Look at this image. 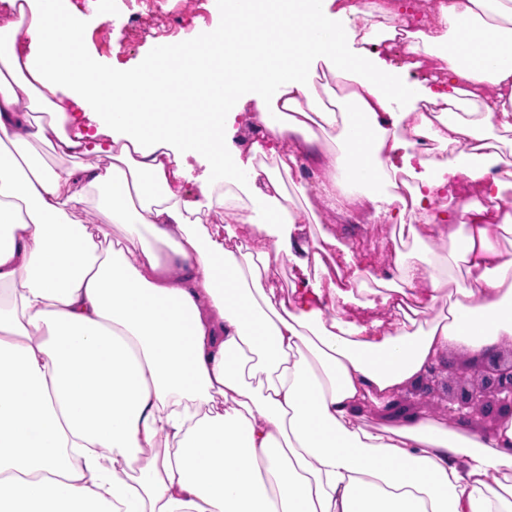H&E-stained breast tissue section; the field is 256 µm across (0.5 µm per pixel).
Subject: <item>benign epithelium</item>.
Returning <instances> with one entry per match:
<instances>
[{"instance_id": "obj_1", "label": "benign epithelium", "mask_w": 512, "mask_h": 512, "mask_svg": "<svg viewBox=\"0 0 512 512\" xmlns=\"http://www.w3.org/2000/svg\"><path fill=\"white\" fill-rule=\"evenodd\" d=\"M449 370V361L441 354L436 356L416 383L386 405L384 413L393 418L404 401L423 397L456 424L479 416L496 422L512 417V348H486L477 360H466L453 379L447 376Z\"/></svg>"}]
</instances>
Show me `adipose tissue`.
Returning <instances> with one entry per match:
<instances>
[{
    "label": "adipose tissue",
    "instance_id": "ef3b65f1",
    "mask_svg": "<svg viewBox=\"0 0 512 512\" xmlns=\"http://www.w3.org/2000/svg\"><path fill=\"white\" fill-rule=\"evenodd\" d=\"M220 7L223 27L156 43L134 71L84 54L67 0L0 25V512H512V418L485 433L359 415L446 349L512 346V214L483 221L512 190V0H453L412 33L409 53L448 74L439 91L373 50L397 0ZM198 85L206 111H183ZM246 110L262 135L243 152ZM202 155L191 202L180 182ZM309 163L324 209L413 216L391 277L324 229L295 259L318 217L285 184ZM459 174L492 186L449 211L436 200ZM91 205L118 237L74 220ZM290 261L284 298L270 272ZM358 291L398 322L349 319Z\"/></svg>",
    "mask_w": 512,
    "mask_h": 512
}]
</instances>
